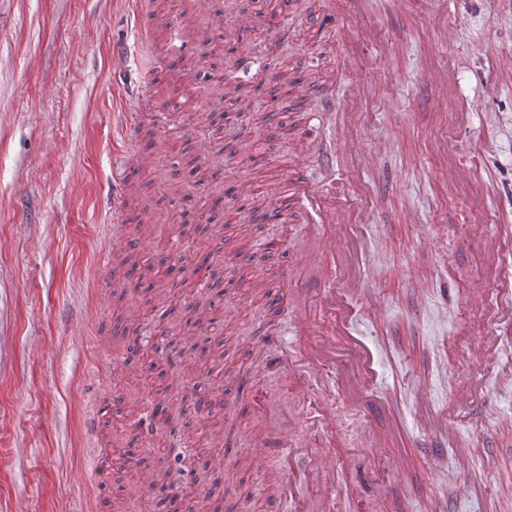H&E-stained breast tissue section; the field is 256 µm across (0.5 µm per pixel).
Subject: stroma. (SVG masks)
<instances>
[{
    "instance_id": "1",
    "label": "stroma",
    "mask_w": 512,
    "mask_h": 512,
    "mask_svg": "<svg viewBox=\"0 0 512 512\" xmlns=\"http://www.w3.org/2000/svg\"><path fill=\"white\" fill-rule=\"evenodd\" d=\"M134 11L133 0H0V512H112L119 500L127 512H155L159 494L131 484V471H147L160 456L187 484L206 472L186 464L184 418L158 433L144 409L135 414L143 428L137 451L114 463L112 425L128 403L120 369L163 360L172 378L200 347L222 346L223 382L204 370L194 376L224 407L223 433L204 440L216 455L241 454L259 434L258 397L278 386L257 349L270 334L288 340L294 332L287 305L269 306L284 293L279 265L291 257L283 246L293 224H253L244 234L226 225L223 237L208 239L223 281H200L193 295L179 288L196 276L193 224L228 203V190L280 193L307 152L309 113L348 81L326 0H290L273 46L239 25L240 17L257 16L258 5L210 0L205 39L187 43L176 63L190 75L203 58L214 65V84L257 86L250 133L229 151L209 131V113L224 109L218 96L179 93L168 108L131 103V90L168 84L153 65L167 42L130 41ZM359 27L375 33L383 50L365 49L361 60L362 76L379 93L358 121L360 143L376 161L361 177L368 250L357 330L379 356L374 387L398 412L390 417L336 398L338 490L324 499V512H369L373 483L349 471L357 457L382 479L396 512H512V345L493 361L471 356L478 329H490L495 313L485 246L497 225L512 222V0H372ZM123 38L118 69L112 51ZM232 47L248 51L251 71L231 67ZM428 66L448 68L460 94L474 100L467 123L447 113L423 79ZM285 71L304 91L290 110L269 111L270 79ZM128 108L140 146L161 145L141 172L159 188L135 215L167 227L140 245L139 256L169 268L172 312L144 311L118 289L127 249L110 237L104 189L119 165L114 115ZM185 148L198 155L199 170L183 166ZM477 153L489 189L478 215L469 209L475 185L441 175L445 163ZM230 253L249 262L263 291L240 281ZM218 292L223 311L207 331H195L192 305ZM420 383L449 436L469 438L475 455L450 448L430 456L415 396ZM490 400L498 407L491 417ZM91 412L92 436L85 429ZM369 430L396 441L366 447ZM279 481L275 458L231 470L233 512H270Z\"/></svg>"
}]
</instances>
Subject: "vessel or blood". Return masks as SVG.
Instances as JSON below:
<instances>
[{
    "label": "vessel or blood",
    "instance_id": "1",
    "mask_svg": "<svg viewBox=\"0 0 512 512\" xmlns=\"http://www.w3.org/2000/svg\"><path fill=\"white\" fill-rule=\"evenodd\" d=\"M368 0H327V18L339 33V58L345 68L356 64L363 42L351 33L353 23L366 11ZM375 88L363 80H351L341 96L326 95L317 115L318 137L311 148L313 164L297 162L287 176L283 200L268 209L263 220L280 223L287 214L298 217L300 234L294 242L292 265L282 267L283 279L302 278L317 291L316 298L295 293L292 312L297 323L295 338L274 341L272 354L266 361L281 383L295 382L301 376L319 377L333 365L355 369L356 380L346 391V400L353 405L370 404L379 408L386 402L373 390L378 363L371 345L354 329L358 308L355 301L359 283L358 267L366 248L362 233H354L344 243H337L332 231L337 224H355L360 214L353 205L360 199L361 173L374 162L372 154L361 148L355 138L361 100L374 94ZM120 139L125 142L122 164L112 180V240L126 238L122 207L126 190L139 170L144 154L129 149L133 115L121 113ZM492 255L491 285L494 302L500 315L493 324L495 338L512 335V224L502 225L490 240ZM337 259L341 280L333 284L320 275V257ZM341 337L342 347L331 344V337ZM336 407L326 402L315 419H308L303 409L287 401L269 406L264 416L261 437L252 448L255 460L275 456L280 460L282 481L280 501L293 504L294 512H321L320 501L299 504L294 500L300 480L311 471L325 473L335 468L329 445L313 440L311 428L335 434Z\"/></svg>",
    "mask_w": 512,
    "mask_h": 512
}]
</instances>
